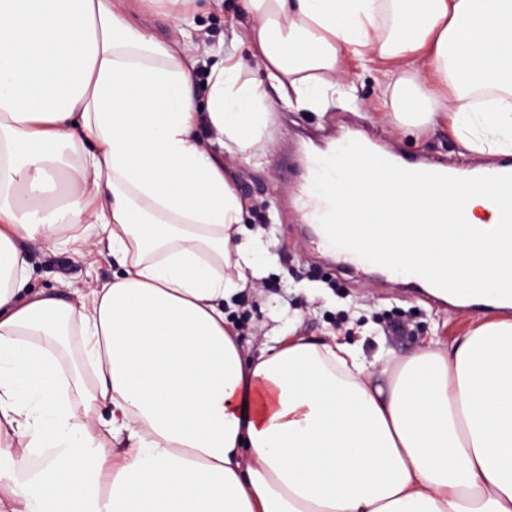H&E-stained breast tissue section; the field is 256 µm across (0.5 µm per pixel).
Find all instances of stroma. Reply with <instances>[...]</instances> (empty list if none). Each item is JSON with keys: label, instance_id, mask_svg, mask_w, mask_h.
Listing matches in <instances>:
<instances>
[{"label": "stroma", "instance_id": "35a3bbf8", "mask_svg": "<svg viewBox=\"0 0 512 512\" xmlns=\"http://www.w3.org/2000/svg\"><path fill=\"white\" fill-rule=\"evenodd\" d=\"M225 10L215 7L197 12L193 34L200 62L214 63L224 46ZM348 82L355 85V103H339L326 111L279 110L273 142L258 164L224 155V169L255 224L254 209H262L267 222L262 236L267 245L265 274L257 288L238 302L236 316L244 329L242 342L259 346L272 330L301 337H324L333 332L357 340L366 356L386 351L393 361L415 353L422 341L436 338L452 343L481 321L512 319L511 309L488 306L456 307L432 301L426 290L406 288L403 279L383 272L355 269L352 277L340 276L317 247L318 237L302 223L293 198L304 180L303 173L289 174L281 166L284 152L303 160V145L325 146L352 130L408 159L449 164L458 161V144L447 126L414 129L400 125L393 114L376 101L377 87L371 74L352 67ZM29 286L32 291L70 294L111 280L119 272L109 252L80 257L71 249L48 253L33 248ZM404 324L401 334L389 330L390 322Z\"/></svg>", "mask_w": 512, "mask_h": 512}]
</instances>
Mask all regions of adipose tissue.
Instances as JSON below:
<instances>
[{"mask_svg": "<svg viewBox=\"0 0 512 512\" xmlns=\"http://www.w3.org/2000/svg\"><path fill=\"white\" fill-rule=\"evenodd\" d=\"M354 62L404 124L512 154V0H236L200 104L118 0H0V512H512L511 320L376 386L359 344L254 350L224 312L261 240L220 152L265 157ZM92 224L122 273L30 290V244Z\"/></svg>", "mask_w": 512, "mask_h": 512, "instance_id": "ef3b65f1", "label": "adipose tissue"}]
</instances>
